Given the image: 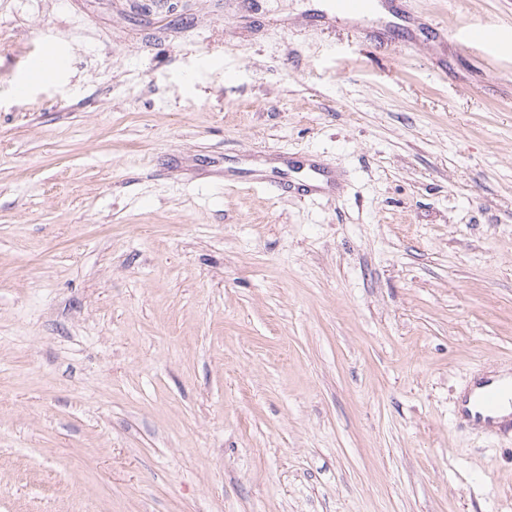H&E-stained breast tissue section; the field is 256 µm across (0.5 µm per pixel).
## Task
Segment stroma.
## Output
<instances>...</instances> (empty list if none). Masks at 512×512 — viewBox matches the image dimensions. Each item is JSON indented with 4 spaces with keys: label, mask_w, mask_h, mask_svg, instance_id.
<instances>
[{
    "label": "stroma",
    "mask_w": 512,
    "mask_h": 512,
    "mask_svg": "<svg viewBox=\"0 0 512 512\" xmlns=\"http://www.w3.org/2000/svg\"><path fill=\"white\" fill-rule=\"evenodd\" d=\"M407 9L0 0V512H512V0ZM452 40L462 50H479L490 58L507 51L512 54V27L491 23L461 22L452 33ZM477 391L473 393L472 413L466 411L467 418L477 422L478 426L495 430L497 434H512V413L500 416L505 406H512V386L506 387L500 382L485 379L477 382Z\"/></svg>",
    "instance_id": "35a3bbf8"
}]
</instances>
